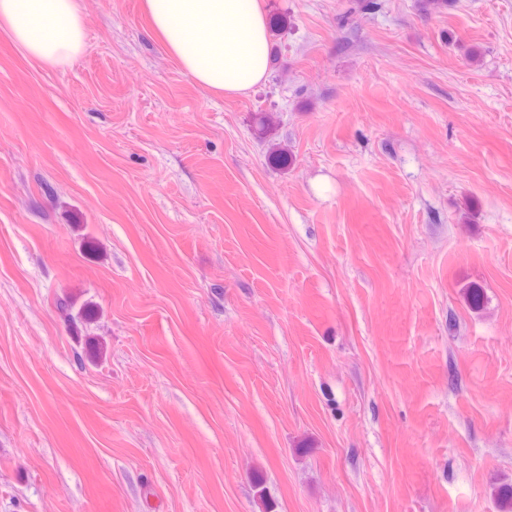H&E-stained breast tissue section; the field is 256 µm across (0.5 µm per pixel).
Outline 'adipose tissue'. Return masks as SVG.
Listing matches in <instances>:
<instances>
[{"mask_svg":"<svg viewBox=\"0 0 512 512\" xmlns=\"http://www.w3.org/2000/svg\"><path fill=\"white\" fill-rule=\"evenodd\" d=\"M152 33L190 79L227 95L269 72L267 19L258 0H145ZM0 26L31 58L58 66L84 47L77 0H0Z\"/></svg>","mask_w":512,"mask_h":512,"instance_id":"adipose-tissue-1","label":"adipose tissue"}]
</instances>
